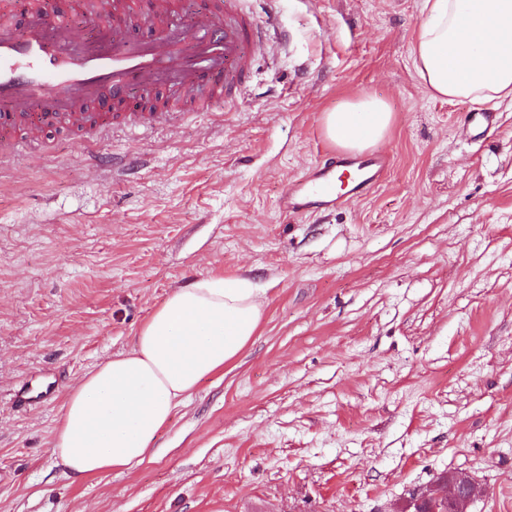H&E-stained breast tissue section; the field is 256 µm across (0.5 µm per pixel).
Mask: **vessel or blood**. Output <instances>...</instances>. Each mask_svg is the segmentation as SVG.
<instances>
[{
    "mask_svg": "<svg viewBox=\"0 0 512 512\" xmlns=\"http://www.w3.org/2000/svg\"><path fill=\"white\" fill-rule=\"evenodd\" d=\"M112 25L93 41L47 0H28L17 17L14 0H0V165L12 162L19 140L35 142L46 129L96 132L115 125L145 127L181 112H213L248 87L258 49L274 19L257 23L241 0H213L190 30L174 32V0H150L147 24L155 39L129 34L131 0H83ZM172 91L153 109L127 112L131 88L151 95L162 79ZM389 160L376 154L346 157L317 167L299 180L284 207L301 212L335 208L367 195L383 178Z\"/></svg>",
    "mask_w": 512,
    "mask_h": 512,
    "instance_id": "vessel-or-blood-1",
    "label": "vessel or blood"
}]
</instances>
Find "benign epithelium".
<instances>
[{
	"mask_svg": "<svg viewBox=\"0 0 512 512\" xmlns=\"http://www.w3.org/2000/svg\"><path fill=\"white\" fill-rule=\"evenodd\" d=\"M476 485L463 472L445 474L428 488L410 494L399 512H467Z\"/></svg>",
	"mask_w": 512,
	"mask_h": 512,
	"instance_id": "1",
	"label": "benign epithelium"
}]
</instances>
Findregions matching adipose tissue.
Listing matches in <instances>:
<instances>
[{"instance_id": "adipose-tissue-1", "label": "adipose tissue", "mask_w": 512, "mask_h": 512, "mask_svg": "<svg viewBox=\"0 0 512 512\" xmlns=\"http://www.w3.org/2000/svg\"><path fill=\"white\" fill-rule=\"evenodd\" d=\"M413 50L434 96L471 102L512 99V0H427ZM391 123L368 97L325 113L337 146L363 150ZM260 290L246 277L208 276L175 290L141 328L134 348L87 373L62 403L53 452L72 480L131 469L155 454L153 439L173 408L221 371L254 336Z\"/></svg>"}]
</instances>
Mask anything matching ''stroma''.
<instances>
[{"label":"stroma","mask_w":512,"mask_h":512,"mask_svg":"<svg viewBox=\"0 0 512 512\" xmlns=\"http://www.w3.org/2000/svg\"><path fill=\"white\" fill-rule=\"evenodd\" d=\"M243 2L288 33L243 99L109 134L97 172L53 131L0 172V512H400L456 470L467 512H512V101L477 141L464 102L432 96L426 0ZM367 96L392 113L388 176L285 213L337 151L323 113ZM211 274L262 288L255 336L154 458L65 477V394Z\"/></svg>","instance_id":"stroma-1"}]
</instances>
